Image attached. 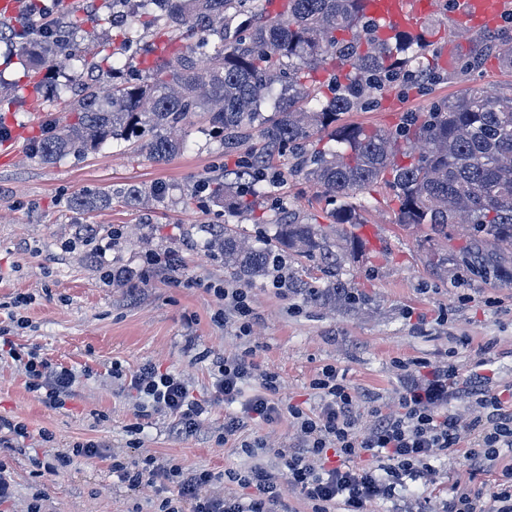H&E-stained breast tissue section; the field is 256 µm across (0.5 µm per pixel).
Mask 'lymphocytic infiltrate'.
I'll return each instance as SVG.
<instances>
[{"label": "lymphocytic infiltrate", "mask_w": 512, "mask_h": 512, "mask_svg": "<svg viewBox=\"0 0 512 512\" xmlns=\"http://www.w3.org/2000/svg\"><path fill=\"white\" fill-rule=\"evenodd\" d=\"M29 379V388L42 403L61 404L73 392L71 369L48 362L36 351L9 348ZM400 388L395 407L380 404L370 393L356 394L340 379L336 367L325 366L311 382L320 398L317 412L277 399V373H258L250 354L224 357L217 364L216 393L225 404H239V411L224 417L225 438H239V450L247 466L215 473L190 469L154 456L112 461V472L128 489L165 482L175 495L159 499L153 512H283L284 494L298 493L308 512H370L394 497L406 478L431 486L436 482L432 462L438 458L465 461L470 469L492 467L502 449L512 448V386L494 383L492 377L473 374L467 382L457 380L453 364L422 362L396 365ZM258 379L257 389L244 395L249 379ZM130 385L154 406L174 416V432L196 435L209 400L200 399L177 376L142 365ZM466 398L469 415L449 411L448 403ZM369 407L368 423H361L357 402ZM288 418L294 429L293 444L278 449L284 476L257 461L254 443L242 440L250 423H270ZM30 435L25 422L0 417V505L12 500L16 474L10 466L19 453L21 439ZM230 485L224 495L207 494L215 483ZM430 512H512V466L502 469L491 487L475 491L457 486L451 498L433 502Z\"/></svg>", "instance_id": "obj_1"}]
</instances>
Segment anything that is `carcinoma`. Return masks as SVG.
<instances>
[{
    "label": "carcinoma",
    "mask_w": 512,
    "mask_h": 512,
    "mask_svg": "<svg viewBox=\"0 0 512 512\" xmlns=\"http://www.w3.org/2000/svg\"><path fill=\"white\" fill-rule=\"evenodd\" d=\"M65 18L64 26L55 15L29 14L19 29L0 24V37L37 72L55 69L60 55L84 63L70 42L81 23ZM160 23L185 43L147 74L115 78L119 60L99 48L90 69L111 76L112 87L92 78L73 95L67 82L56 84L49 104L75 113L74 120L45 135L37 155L53 162L120 140L138 141L153 159L169 161L188 148L178 131L195 113L227 150L253 133L270 150H290L299 175L336 203L327 226L288 220L253 241L236 226H207L206 245L233 278L270 281L314 304L357 303L359 295L331 274L357 248L347 231L336 240V225L358 223L350 199L378 184L399 203L396 223L425 226L447 242L458 233L465 238L461 271L512 275V83L498 90L471 85L387 132L338 126L342 114L369 108L392 84L433 75L430 60L405 35L379 36L365 0H286L280 13L268 12L263 0H138L123 24L125 42ZM318 71L342 80L310 108ZM317 140L323 147L311 148ZM273 160L270 152L248 154L243 167L212 177V197L235 212L251 211L234 185ZM286 255L319 260L325 278L286 264Z\"/></svg>",
    "instance_id": "cac0c4a2"
}]
</instances>
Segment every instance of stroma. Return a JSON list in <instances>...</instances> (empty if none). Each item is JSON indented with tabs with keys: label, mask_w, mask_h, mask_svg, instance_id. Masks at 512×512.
<instances>
[{
	"label": "stroma",
	"mask_w": 512,
	"mask_h": 512,
	"mask_svg": "<svg viewBox=\"0 0 512 512\" xmlns=\"http://www.w3.org/2000/svg\"><path fill=\"white\" fill-rule=\"evenodd\" d=\"M73 16L90 8L99 15L112 10L110 0H66ZM137 50H125L117 28L85 22L76 34L83 49L101 42L123 62L139 64L142 55L162 41V31H140ZM417 41L438 55L439 80L426 90L394 85L372 110L349 112L342 123L382 130L395 128L406 113L424 112L432 103L455 96L464 86L459 60L471 61V77L495 87L512 81L500 69L498 54L512 42V16L492 28L458 34L453 0L424 19ZM52 81L29 75L24 58L0 43V126L28 128L25 140H0V303L22 295L17 309L26 328L14 329L18 347L36 350L53 363L72 368L75 395L64 405H44L29 388L22 369L0 355V416L28 423V452L15 454L13 500L0 512H26L34 489L45 494L47 512H152L160 492L145 485L129 490L112 477L110 455L151 454L187 468L215 472L246 461L236 440L224 438L226 408L213 388L215 361L224 355L252 352L260 370L280 376L279 399L310 411L320 401L310 381L323 365L337 368L353 389L372 390L393 403L399 388L395 359L421 358L455 363L468 378L478 359L489 360L495 379L512 383V278L485 281L454 276L456 252L426 228L396 223L392 192L376 186L358 195L363 222L353 233L359 251L345 259L341 280L365 300L353 308L319 306L282 288L256 283L245 290L252 308L247 333L214 320L223 301L206 284L223 288L233 282L221 259L204 245L208 224H239L249 235L269 234L272 222L288 217L329 224L331 204L294 171L290 152L277 155L264 172L262 193L250 216L237 217L198 187L225 168L236 154L202 133L199 117L186 126L189 148L158 163L136 143H112L96 152L46 163L33 150L47 127L72 122L71 113L54 108L31 112L17 96L45 99ZM136 188L150 201L142 205L121 196ZM115 189L112 200L90 210L71 206L89 189ZM97 224L94 261L84 247L72 245L75 225ZM120 230L118 239L107 228ZM175 262L178 282H170L149 264L150 256ZM129 267L133 279L112 284L103 266ZM451 276H443V269ZM156 365L181 377L195 396L212 405L196 436L172 432L173 415L144 402L130 388L142 364ZM139 434H131V427ZM49 430L55 440L42 442ZM293 429L288 419L251 426L245 437L258 443L259 456L279 466L276 449L288 447ZM92 438L107 446V457L80 459L58 473L33 477L32 454L65 452L71 442Z\"/></svg>",
	"instance_id": "obj_1"
}]
</instances>
